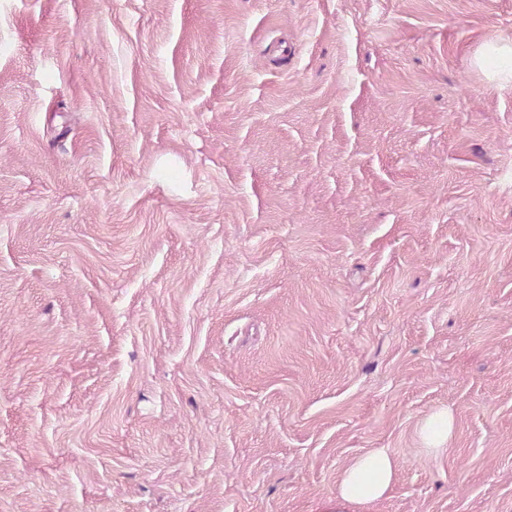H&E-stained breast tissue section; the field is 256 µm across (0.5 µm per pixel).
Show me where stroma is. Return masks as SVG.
<instances>
[{
	"mask_svg": "<svg viewBox=\"0 0 512 512\" xmlns=\"http://www.w3.org/2000/svg\"><path fill=\"white\" fill-rule=\"evenodd\" d=\"M512 0H0V512H512ZM452 416L446 449L419 432ZM512 56V46L500 45L486 47L477 57V64L484 67L490 62L496 63V69L493 72L494 78L502 83H512V68L506 63L507 59ZM394 463L383 448L374 449L342 474L336 496L321 501V512H349L354 505H364L381 498L390 488Z\"/></svg>",
	"mask_w": 512,
	"mask_h": 512,
	"instance_id": "stroma-1",
	"label": "stroma"
}]
</instances>
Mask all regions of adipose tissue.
Listing matches in <instances>:
<instances>
[{"instance_id": "adipose-tissue-1", "label": "adipose tissue", "mask_w": 512, "mask_h": 512, "mask_svg": "<svg viewBox=\"0 0 512 512\" xmlns=\"http://www.w3.org/2000/svg\"><path fill=\"white\" fill-rule=\"evenodd\" d=\"M393 475L394 463L385 449L368 452L345 469L335 496L322 500V512H349L352 506L381 498Z\"/></svg>"}]
</instances>
